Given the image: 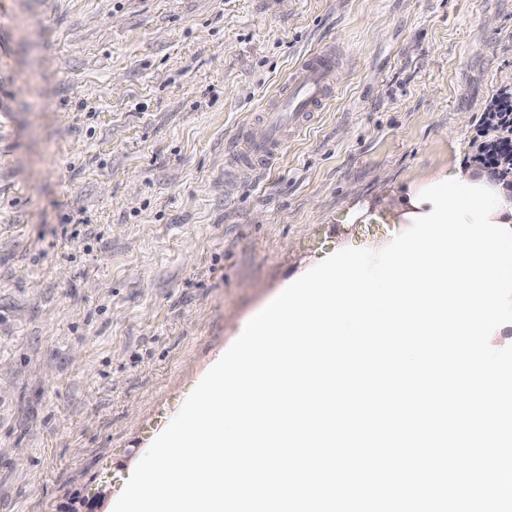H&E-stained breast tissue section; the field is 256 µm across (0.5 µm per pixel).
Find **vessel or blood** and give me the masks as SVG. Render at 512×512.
Wrapping results in <instances>:
<instances>
[{
  "label": "vessel or blood",
  "mask_w": 512,
  "mask_h": 512,
  "mask_svg": "<svg viewBox=\"0 0 512 512\" xmlns=\"http://www.w3.org/2000/svg\"><path fill=\"white\" fill-rule=\"evenodd\" d=\"M335 66L333 51L308 54L257 121L228 143L224 155L229 168L261 169L272 163L282 153L289 136L302 131L326 105L332 93L330 75Z\"/></svg>",
  "instance_id": "1"
}]
</instances>
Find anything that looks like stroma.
<instances>
[{"label": "stroma", "instance_id": "obj_1", "mask_svg": "<svg viewBox=\"0 0 512 512\" xmlns=\"http://www.w3.org/2000/svg\"><path fill=\"white\" fill-rule=\"evenodd\" d=\"M276 163L224 143L313 51ZM512 0H0V512H113L248 320L472 173Z\"/></svg>", "mask_w": 512, "mask_h": 512}]
</instances>
